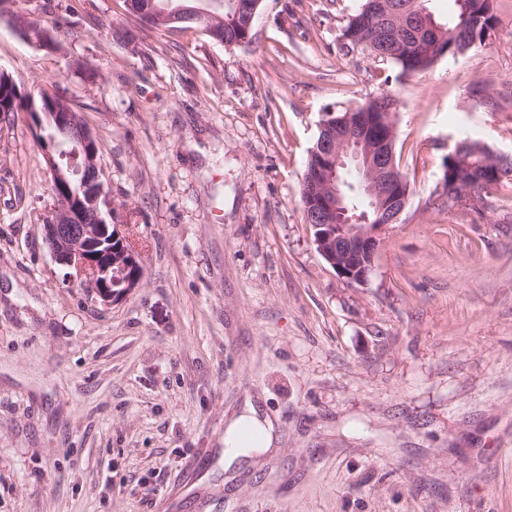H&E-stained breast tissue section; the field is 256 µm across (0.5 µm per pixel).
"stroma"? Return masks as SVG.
Instances as JSON below:
<instances>
[{"mask_svg": "<svg viewBox=\"0 0 512 512\" xmlns=\"http://www.w3.org/2000/svg\"><path fill=\"white\" fill-rule=\"evenodd\" d=\"M358 5L261 0L226 46L124 0H0V71L81 114L143 268L109 306L65 282L32 119L0 112V512H512V181L443 184L461 136L512 155V0L401 79L344 48ZM385 91L409 201L351 285L300 190L324 112ZM248 402L273 447L188 469Z\"/></svg>", "mask_w": 512, "mask_h": 512, "instance_id": "1", "label": "stroma"}]
</instances>
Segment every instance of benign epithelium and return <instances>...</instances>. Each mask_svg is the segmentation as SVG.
<instances>
[{
  "instance_id": "obj_1",
  "label": "benign epithelium",
  "mask_w": 512,
  "mask_h": 512,
  "mask_svg": "<svg viewBox=\"0 0 512 512\" xmlns=\"http://www.w3.org/2000/svg\"><path fill=\"white\" fill-rule=\"evenodd\" d=\"M149 8L138 12L152 24L170 28L189 17H204L215 27L223 18L197 6L183 3L161 6L149 0ZM260 0H238L237 13L245 16L252 30ZM373 17L364 19L360 33L353 37L358 47L392 41H411L423 53L440 61L447 55L441 44L424 36V30L409 26L405 7L393 0H373ZM50 119L64 125L77 144L73 158L60 150H47L46 160L55 188L56 206L43 240L53 260L68 270L69 282L103 305H110L138 287L142 276L131 271L137 252L126 247L124 225L116 223L112 194L100 180L98 144L79 113L69 109L50 112ZM320 139L310 151L316 161L309 174L311 204L305 209L306 221L315 232L319 253L350 284L368 280L382 238L379 231L397 223L408 202L409 190L394 156L396 130L389 112H373L363 105L342 116L323 114ZM450 169L444 179L448 199L456 202L465 192L488 181L500 183L512 178L507 155L488 147L473 152L456 145L448 154ZM355 169L379 224L353 221L343 208L341 173Z\"/></svg>"
}]
</instances>
